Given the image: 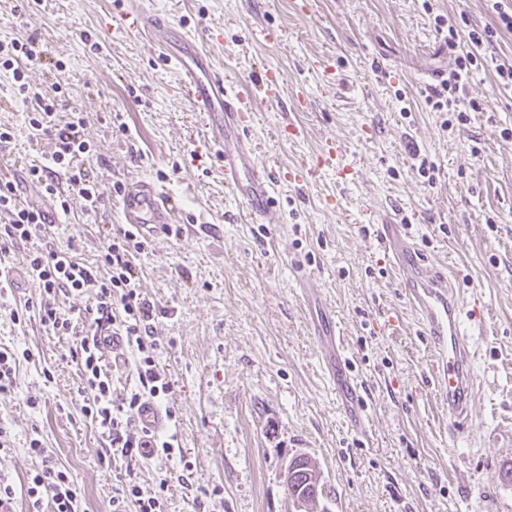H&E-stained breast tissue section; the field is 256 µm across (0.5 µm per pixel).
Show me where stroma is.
Listing matches in <instances>:
<instances>
[{"label":"stroma","instance_id":"1","mask_svg":"<svg viewBox=\"0 0 512 512\" xmlns=\"http://www.w3.org/2000/svg\"><path fill=\"white\" fill-rule=\"evenodd\" d=\"M179 26L207 28L220 73L254 88L281 79L277 102H257L244 137L272 173L277 205L263 221L224 183V158L206 139L203 113L182 96L180 75L154 34L133 35L114 0H0V41L35 39L63 72L29 71L42 91L63 81L66 121L87 118L89 159L102 192L96 217L73 209L51 227V246L96 259L107 227L122 223L113 186L159 185L180 202V236L151 239L134 263L143 295L164 313L159 365L174 384L176 430L195 469L191 489L173 461L148 460L140 485L168 478L167 512H297L282 470L315 460L325 492L312 512H512V33L479 50L462 91L478 111L458 122L434 111L431 72H453L456 51L438 19L460 34L492 27L486 0H151ZM277 31L276 40L262 30ZM336 70L327 78L323 61ZM0 75L7 157L20 167L50 149L33 137L22 104ZM292 127L303 136H289ZM340 142L348 181L325 171L308 185L289 172ZM429 173L421 175L419 164ZM398 224L429 262L452 263L470 318L477 390L469 432L448 433V412L427 378L432 351L402 295L376 230ZM306 260L323 303L306 307L290 267ZM335 322L368 415L352 428L326 381L313 323ZM71 341L38 320L0 310V349H30L18 392L0 400V480L21 486L37 466L31 438L66 467L86 512H112L114 467L104 437L81 415ZM37 406H29V399Z\"/></svg>","mask_w":512,"mask_h":512}]
</instances>
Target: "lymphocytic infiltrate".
<instances>
[{"label":"lymphocytic infiltrate","mask_w":512,"mask_h":512,"mask_svg":"<svg viewBox=\"0 0 512 512\" xmlns=\"http://www.w3.org/2000/svg\"><path fill=\"white\" fill-rule=\"evenodd\" d=\"M497 34L496 29L469 30L459 35L449 29L448 44L456 48V68L441 92L436 93L431 106L441 112L457 107L459 120H466L459 91L478 61L477 53L485 42ZM44 51L36 40L17 39L0 42V73L8 75L10 87L17 99L26 105L28 124L35 137L47 138L51 148L43 162L30 165L29 182L38 184L45 196L52 198L58 213L69 214L73 203H80L84 213H97L102 196L85 158L93 149L84 136L86 119L74 112L65 122H58L59 107L66 90L54 83L51 93L33 88L28 81V68L40 63ZM66 176L67 188H60L59 176ZM0 213L7 223L0 225V249L16 241L40 237L49 222L48 214L40 207L21 200L18 183L0 180ZM149 245L137 228L125 224L108 235L94 263L82 262L72 248L33 247L25 257L29 275L37 282L42 299L37 314L44 329L54 336L71 338L70 355L80 367L77 392L82 398L80 410L105 435L106 453L113 459L125 461L126 466L116 475L117 485L112 497V512H164L168 489L160 483L158 491L143 494L137 482L136 462L143 458L178 460L180 479L192 473L193 463L183 452L175 431L147 433L139 430L137 420L145 402L163 408L169 421H176L172 403L173 383L158 358L165 348L156 336L154 323L156 306L140 291L134 259ZM94 292L95 301L85 311L64 309L59 295ZM109 323L112 332L121 336L130 352L136 371L133 383L116 388L113 376L107 372L104 351L95 332L101 323ZM30 454L39 459V466L29 473L22 492L0 481V501L23 500L28 512H40L43 502H50L52 512H85L83 499L77 492L70 472L39 439H31Z\"/></svg>","instance_id":"1"}]
</instances>
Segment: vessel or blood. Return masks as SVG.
Segmentation results:
<instances>
[{"instance_id":"b4317fda","label":"vessel or blood","mask_w":512,"mask_h":512,"mask_svg":"<svg viewBox=\"0 0 512 512\" xmlns=\"http://www.w3.org/2000/svg\"><path fill=\"white\" fill-rule=\"evenodd\" d=\"M120 22L128 32L147 30L161 33L164 44L176 45L173 61L182 73L181 91L197 111L206 113L209 142L224 151V181L246 202L252 217L265 216L276 206L269 169L244 148L243 136L253 119V100L234 90L230 80L217 73L203 37L169 24L155 15L147 0H122ZM341 143L328 141L316 162H301L294 181L311 182L321 170L343 176ZM126 223L137 225L147 237L167 234L177 221L175 199L145 180L130 181L122 196ZM380 233L388 244L394 264L405 274L403 291L433 350L434 364L429 381L436 397L448 406V430L465 435L470 419L474 374L470 340L461 331L463 297L455 276L429 266L414 241L400 234L392 223L382 224ZM320 359L338 398H345L355 385L347 373L343 338L335 328L315 329Z\"/></svg>"}]
</instances>
